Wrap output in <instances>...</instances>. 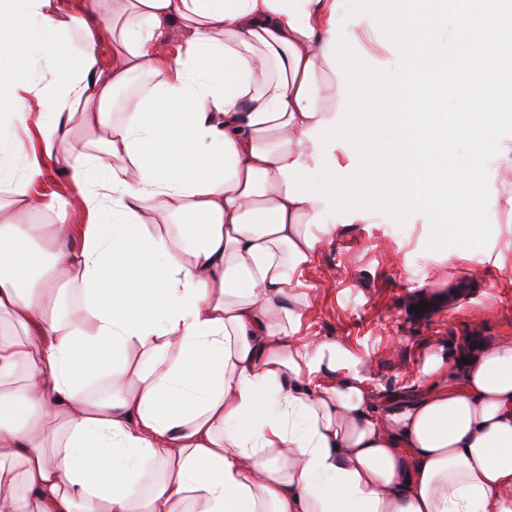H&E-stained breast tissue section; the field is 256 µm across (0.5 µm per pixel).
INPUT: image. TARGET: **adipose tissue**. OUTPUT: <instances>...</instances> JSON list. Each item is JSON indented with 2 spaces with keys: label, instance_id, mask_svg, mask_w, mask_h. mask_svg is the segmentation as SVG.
I'll list each match as a JSON object with an SVG mask.
<instances>
[{
  "label": "adipose tissue",
  "instance_id": "adipose-tissue-1",
  "mask_svg": "<svg viewBox=\"0 0 512 512\" xmlns=\"http://www.w3.org/2000/svg\"><path fill=\"white\" fill-rule=\"evenodd\" d=\"M97 2L0 0V512H512V336L382 405L297 336L324 205L280 169L336 115L346 0ZM47 159L77 196L29 193Z\"/></svg>",
  "mask_w": 512,
  "mask_h": 512
}]
</instances>
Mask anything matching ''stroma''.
<instances>
[{
  "mask_svg": "<svg viewBox=\"0 0 512 512\" xmlns=\"http://www.w3.org/2000/svg\"><path fill=\"white\" fill-rule=\"evenodd\" d=\"M512 135L490 160L491 235L480 249L427 250L431 224H397L385 214L337 225L303 277L311 299L301 332L339 341L366 363L378 396L409 398L422 386L427 349L448 350L512 336ZM424 312H416V305Z\"/></svg>",
  "mask_w": 512,
  "mask_h": 512,
  "instance_id": "obj_1",
  "label": "stroma"
}]
</instances>
